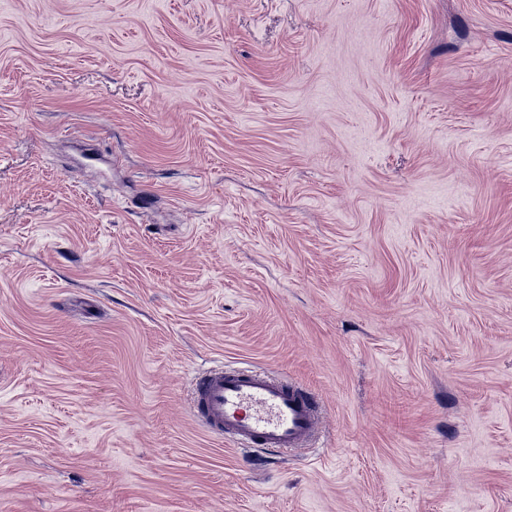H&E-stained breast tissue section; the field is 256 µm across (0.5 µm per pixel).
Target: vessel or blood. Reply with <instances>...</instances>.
I'll return each instance as SVG.
<instances>
[{
    "mask_svg": "<svg viewBox=\"0 0 512 512\" xmlns=\"http://www.w3.org/2000/svg\"><path fill=\"white\" fill-rule=\"evenodd\" d=\"M192 403L207 431L240 449L307 448L318 439L317 399L261 370L205 371L194 380Z\"/></svg>",
    "mask_w": 512,
    "mask_h": 512,
    "instance_id": "vessel-or-blood-1",
    "label": "vessel or blood"
}]
</instances>
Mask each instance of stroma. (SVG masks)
<instances>
[{
    "label": "stroma",
    "instance_id": "35a3bbf8",
    "mask_svg": "<svg viewBox=\"0 0 512 512\" xmlns=\"http://www.w3.org/2000/svg\"><path fill=\"white\" fill-rule=\"evenodd\" d=\"M0 512H512V0H0ZM192 403L207 431L239 449L307 448L318 439L317 399L265 371L207 370L194 380Z\"/></svg>",
    "mask_w": 512,
    "mask_h": 512
}]
</instances>
